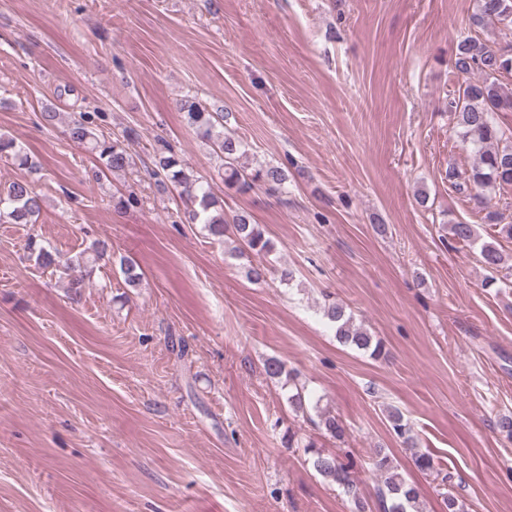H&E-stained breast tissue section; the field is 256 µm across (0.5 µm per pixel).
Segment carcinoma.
I'll use <instances>...</instances> for the list:
<instances>
[{
    "instance_id": "1",
    "label": "carcinoma",
    "mask_w": 512,
    "mask_h": 512,
    "mask_svg": "<svg viewBox=\"0 0 512 512\" xmlns=\"http://www.w3.org/2000/svg\"><path fill=\"white\" fill-rule=\"evenodd\" d=\"M473 21L480 26L502 24L512 28V0H478V11ZM452 70L459 88L457 97L448 102V112L454 116L457 137L464 147L475 154L476 163L463 174L454 168L448 169V182L459 192H474L476 204L485 210L490 207V193L512 188V127L504 125L499 119V113L512 112V92L505 93L501 81L502 77L512 75V52L467 38L457 46ZM179 111L186 114L188 123L201 132L212 151L224 161L225 188L246 194L260 186L275 191L286 182L287 176L280 167L259 165L252 168L243 162L246 150L234 135L224 132V113L211 112L191 98L179 102ZM70 135L75 142L96 154L106 169L119 171L129 166L130 155L123 143L98 138L84 119L72 122ZM151 172L162 182L166 180L175 186L190 188L191 192L186 194L190 222L204 225L209 235L218 240L228 235L234 236L239 243L236 248L239 255L248 253L260 258L258 264L250 266L249 279L256 283L265 281L271 268L264 259L273 252L274 244L267 236L264 225L252 222V216L247 212L225 216L224 209L217 208L211 186L191 178L186 167L172 153L156 152ZM40 211L41 199L29 183L16 181L7 190L0 191L1 222L29 224ZM450 231L455 239L465 243L477 239L474 224H452ZM29 250L37 252L39 265L55 267L70 276V285L74 289L82 286L89 269L106 253L103 244L95 246L89 253L83 251L66 258L35 242L29 244ZM480 256L487 268L499 273L503 271L507 277L512 275V265L505 264L502 253L495 245L483 244ZM326 316L335 324L336 337L341 343L364 351L373 358L384 355L383 343L367 329L354 324L343 305L336 302L329 304ZM265 371L271 378L284 377L286 382L294 383L295 393L288 397V402L298 409L305 408V388L295 383V376L286 370L282 360L268 359ZM388 420L404 445L417 447L412 426L400 410H389ZM319 427L329 437L344 441L346 428L338 417L319 412ZM304 453L312 468L325 481L344 488L351 497L353 512H365L348 464L337 455L323 452L313 441L304 444ZM373 468L383 483V488L379 489L383 512H416L418 492L398 476L391 458L377 452L373 458Z\"/></svg>"
}]
</instances>
